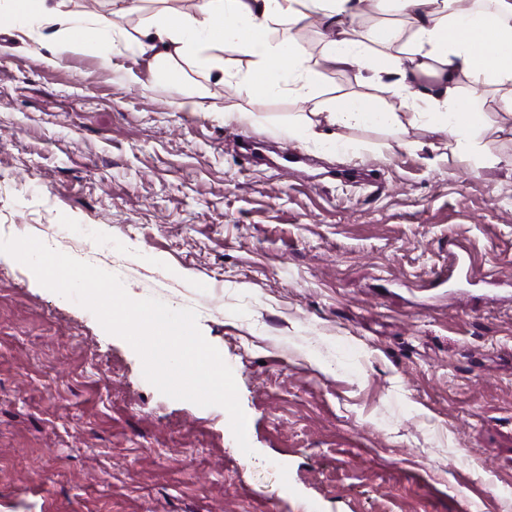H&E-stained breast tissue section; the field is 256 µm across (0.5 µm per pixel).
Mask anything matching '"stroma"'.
Returning <instances> with one entry per match:
<instances>
[{
	"mask_svg": "<svg viewBox=\"0 0 512 512\" xmlns=\"http://www.w3.org/2000/svg\"><path fill=\"white\" fill-rule=\"evenodd\" d=\"M200 0H73L47 39L0 0V239L53 238L130 297L194 309L227 411L161 394L123 339L0 253V512H512V117L458 75L484 161L421 124L285 136L322 99L410 111L392 79L298 39L307 98L155 71L145 18ZM114 31L104 66L94 31ZM57 368L54 384L44 372ZM319 125V122L315 123L311 120L296 125L288 123V127H284L282 132L288 135V137L298 138L307 143H312L316 148L326 153L338 154L347 151V144L337 138L336 133L322 131Z\"/></svg>",
	"mask_w": 512,
	"mask_h": 512,
	"instance_id": "obj_1",
	"label": "stroma"
}]
</instances>
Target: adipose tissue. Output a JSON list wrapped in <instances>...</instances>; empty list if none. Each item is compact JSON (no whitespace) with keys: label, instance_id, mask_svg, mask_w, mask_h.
<instances>
[{"label":"adipose tissue","instance_id":"adipose-tissue-1","mask_svg":"<svg viewBox=\"0 0 512 512\" xmlns=\"http://www.w3.org/2000/svg\"><path fill=\"white\" fill-rule=\"evenodd\" d=\"M15 17L45 29L83 30L88 19L69 8L71 0H12ZM383 10L408 16L412 31L395 56H374L372 45L396 42L386 26L360 39L353 28L354 0H202L196 12H159L141 29L140 53L151 55L159 69L188 59L218 77L235 80L250 96L274 98L283 93L308 97L318 73L296 37L310 7H320L331 30L326 59L334 66L368 72L371 79L395 77L409 91L417 110L412 122L431 133L452 132L466 158L481 155L475 107L462 101L453 83L457 71L474 82L512 86V0H489L488 5L463 8L459 0H380ZM247 58L246 73L235 71L232 56ZM431 74L437 87L419 85ZM329 131L307 120L288 125L286 135L314 144L326 153H343L348 146L333 126H392L399 113L352 98L332 99L323 107Z\"/></svg>","mask_w":512,"mask_h":512}]
</instances>
